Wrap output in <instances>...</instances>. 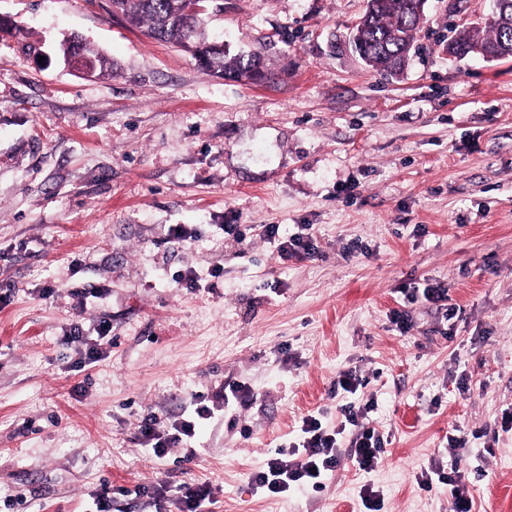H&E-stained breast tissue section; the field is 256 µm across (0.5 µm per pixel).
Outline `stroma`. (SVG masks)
Returning <instances> with one entry per match:
<instances>
[{"mask_svg": "<svg viewBox=\"0 0 512 512\" xmlns=\"http://www.w3.org/2000/svg\"><path fill=\"white\" fill-rule=\"evenodd\" d=\"M207 32L260 56L244 83L107 12L108 0H0L25 41L0 37V501L6 512H171L133 495L207 483L212 512H453L456 468L472 512L512 492V58L449 57L492 0H427L402 75L369 69L346 39L366 0H223ZM79 35L111 60L81 76L58 59ZM172 224L196 229L183 245ZM225 224H309L312 258L224 236ZM220 277H211L213 269ZM204 274L198 288L176 279ZM420 284L445 304L407 296ZM103 289L90 298L91 289ZM406 325H396L395 313ZM87 342L112 331L104 359ZM384 439L365 473L273 495L253 478L301 419L342 420L341 372ZM245 383L250 406H225ZM213 411L155 457L163 427ZM128 495H120V488ZM159 424L157 417L154 415H148L143 419L141 425V435L148 442V445H151L153 453L157 457L164 456L166 453V448H168L169 443L174 440H179V436L173 434L174 437L171 438H163L162 433L159 430ZM147 430H150V433H147Z\"/></svg>", "mask_w": 512, "mask_h": 512, "instance_id": "obj_1", "label": "stroma"}]
</instances>
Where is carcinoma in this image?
I'll use <instances>...</instances> for the list:
<instances>
[{
    "mask_svg": "<svg viewBox=\"0 0 512 512\" xmlns=\"http://www.w3.org/2000/svg\"><path fill=\"white\" fill-rule=\"evenodd\" d=\"M114 15L124 16L133 25H144L153 39L190 52L202 69L236 79H253L260 66L256 55L224 54V48L205 34L207 11L189 14V0H108ZM493 19L483 29H462L448 40L455 54L464 57L477 52L488 59L512 58V0H496ZM425 17L415 10V0H367L365 12L353 27L358 49L370 69L385 76L401 71L409 59L417 33ZM84 50L95 58V70L108 69L109 62L99 50L73 37L61 43L63 59Z\"/></svg>",
    "mask_w": 512,
    "mask_h": 512,
    "instance_id": "obj_1",
    "label": "carcinoma"
}]
</instances>
